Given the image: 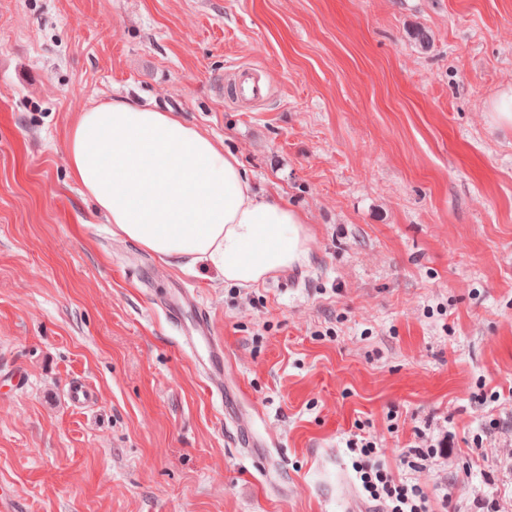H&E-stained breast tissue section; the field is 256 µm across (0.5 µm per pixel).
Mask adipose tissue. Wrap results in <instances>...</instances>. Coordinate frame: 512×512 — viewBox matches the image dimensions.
I'll return each mask as SVG.
<instances>
[{
    "label": "adipose tissue",
    "instance_id": "adipose-tissue-1",
    "mask_svg": "<svg viewBox=\"0 0 512 512\" xmlns=\"http://www.w3.org/2000/svg\"><path fill=\"white\" fill-rule=\"evenodd\" d=\"M67 163L118 234L170 262L249 286L309 257L304 214L174 113L120 99L86 110Z\"/></svg>",
    "mask_w": 512,
    "mask_h": 512
}]
</instances>
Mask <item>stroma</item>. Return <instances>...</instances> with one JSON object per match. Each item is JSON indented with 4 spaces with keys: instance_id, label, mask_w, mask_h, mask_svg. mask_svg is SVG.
I'll return each instance as SVG.
<instances>
[{
    "instance_id": "35a3bbf8",
    "label": "stroma",
    "mask_w": 512,
    "mask_h": 512,
    "mask_svg": "<svg viewBox=\"0 0 512 512\" xmlns=\"http://www.w3.org/2000/svg\"><path fill=\"white\" fill-rule=\"evenodd\" d=\"M242 65L261 101L222 95ZM510 84L512 0H0L13 512H367L357 421L430 512H512V127L488 115ZM118 98L303 212L308 261L240 287L113 234L66 143ZM182 288L224 343L223 394L183 345ZM421 430L455 438L415 474Z\"/></svg>"
}]
</instances>
